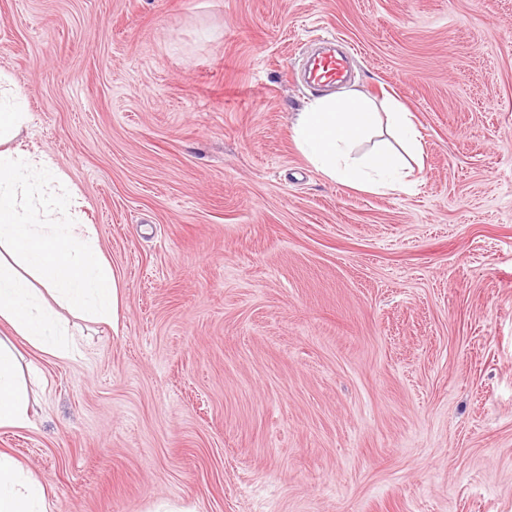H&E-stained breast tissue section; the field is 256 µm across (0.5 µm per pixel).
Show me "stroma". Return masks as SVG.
Here are the masks:
<instances>
[{"label": "stroma", "mask_w": 512, "mask_h": 512, "mask_svg": "<svg viewBox=\"0 0 512 512\" xmlns=\"http://www.w3.org/2000/svg\"><path fill=\"white\" fill-rule=\"evenodd\" d=\"M327 39L414 186L296 145ZM0 90L123 286L21 348L48 512H512V0H0Z\"/></svg>", "instance_id": "stroma-1"}]
</instances>
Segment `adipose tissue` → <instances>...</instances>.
<instances>
[{
	"mask_svg": "<svg viewBox=\"0 0 512 512\" xmlns=\"http://www.w3.org/2000/svg\"><path fill=\"white\" fill-rule=\"evenodd\" d=\"M374 103L357 91L314 99L296 115L294 139L325 177L368 191L395 192L423 154L412 113L393 106L387 118L401 148L354 156L378 122ZM31 121L20 95L0 98V428L31 423V404L12 337L40 353L71 359L77 343L61 310L117 326L120 278L103 256L92 225L78 221L73 203L49 193L54 174L13 142ZM0 512H47V488L0 450Z\"/></svg>",
	"mask_w": 512,
	"mask_h": 512,
	"instance_id": "ef3b65f1",
	"label": "adipose tissue"
}]
</instances>
